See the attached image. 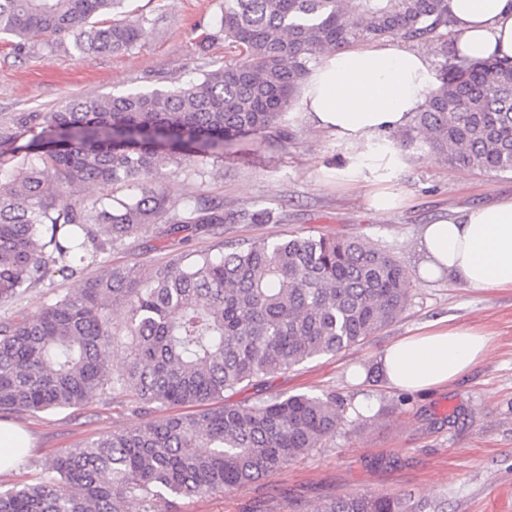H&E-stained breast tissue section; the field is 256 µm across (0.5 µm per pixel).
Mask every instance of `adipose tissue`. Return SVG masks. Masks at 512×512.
Wrapping results in <instances>:
<instances>
[{
	"mask_svg": "<svg viewBox=\"0 0 512 512\" xmlns=\"http://www.w3.org/2000/svg\"><path fill=\"white\" fill-rule=\"evenodd\" d=\"M459 37L457 56L472 62L512 59V0H449ZM433 84L429 56L382 40L319 54L300 100L316 129L333 135L348 151L341 171L350 184L370 182L375 211L388 212L397 195L387 189L402 158L390 133L418 112ZM421 278L452 277L476 289L512 288V198L425 225ZM486 333L474 327L428 329L386 347L379 370L393 390L420 393L453 381L481 362Z\"/></svg>",
	"mask_w": 512,
	"mask_h": 512,
	"instance_id": "adipose-tissue-1",
	"label": "adipose tissue"
}]
</instances>
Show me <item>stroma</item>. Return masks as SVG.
Here are the masks:
<instances>
[{
	"label": "stroma",
	"mask_w": 512,
	"mask_h": 512,
	"mask_svg": "<svg viewBox=\"0 0 512 512\" xmlns=\"http://www.w3.org/2000/svg\"><path fill=\"white\" fill-rule=\"evenodd\" d=\"M223 0H132L133 9L153 18L139 46L127 54L78 55L31 44L15 51L0 42V118L13 112L48 111L81 95L108 94L156 83L179 86L200 77L209 65L233 55L223 41L199 43L211 32ZM288 141L278 147L241 146L224 160L177 171L162 169L172 209L201 198L223 200L237 214L272 210L266 224L227 223L219 232L199 230L190 238L157 237L143 230L126 245L100 255L87 274L112 265L164 261L183 251L224 243L297 235L363 237L396 255L412 276L405 312L365 343L308 360L272 377L245 398L294 394L343 398L370 420L363 429H344L324 448L244 488L195 499L183 512H297L325 496L413 491L447 497V512H512V289H475L448 277L417 276L424 225L453 210L512 196V173H479L420 155L403 154L392 185L405 202L390 213L371 206L372 185L321 188L335 175L346 150L327 132L314 129L299 105L283 118ZM73 283L59 274L11 302L0 318L31 315L65 293ZM474 326L491 336L489 351L470 372L432 392L402 394L390 389L377 367L379 353L402 337L434 325ZM145 415L120 399L37 414H15L8 425L30 438L22 462L0 488L39 481L50 455L61 448L142 425Z\"/></svg>",
	"instance_id": "35a3bbf8"
}]
</instances>
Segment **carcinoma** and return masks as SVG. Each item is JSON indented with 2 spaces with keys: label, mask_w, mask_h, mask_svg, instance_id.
<instances>
[{
  "label": "carcinoma",
  "mask_w": 512,
  "mask_h": 512,
  "mask_svg": "<svg viewBox=\"0 0 512 512\" xmlns=\"http://www.w3.org/2000/svg\"><path fill=\"white\" fill-rule=\"evenodd\" d=\"M125 2L0 0V36L25 45L49 35L80 54L127 53L153 19ZM457 36L449 0H224L199 46L222 39L236 61L181 87L78 96L0 119V302L53 268L75 280L41 311L0 319V413L111 395L146 413L195 408L54 453L40 481L0 492V512H179L183 501L254 483L366 423L334 395L213 401L390 325L411 287L390 251L358 238L291 234L97 277L83 272L105 246L148 226L169 236L226 223L223 203L209 199L170 213L156 174L186 160H222L244 142L283 145L282 116L318 54L383 38L446 45ZM398 144L452 166L512 172V61L450 67ZM119 188L127 193H112ZM119 348L126 360L112 369ZM446 501L352 493L315 512H446Z\"/></svg>",
  "instance_id": "carcinoma-1"
}]
</instances>
